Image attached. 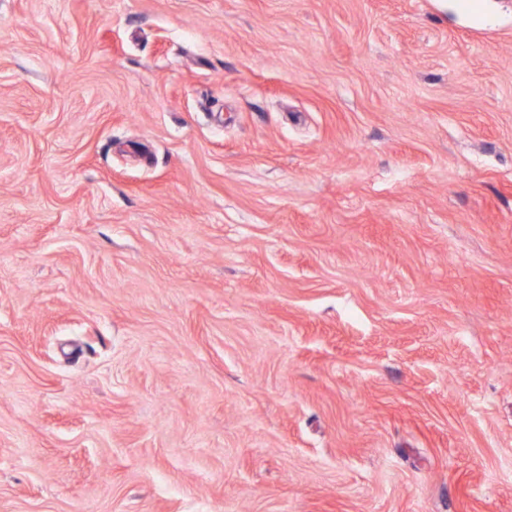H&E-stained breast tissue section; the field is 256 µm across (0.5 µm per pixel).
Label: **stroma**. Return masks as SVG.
Returning <instances> with one entry per match:
<instances>
[{"label":"stroma","instance_id":"stroma-1","mask_svg":"<svg viewBox=\"0 0 512 512\" xmlns=\"http://www.w3.org/2000/svg\"><path fill=\"white\" fill-rule=\"evenodd\" d=\"M0 512H512V0H0Z\"/></svg>","mask_w":512,"mask_h":512}]
</instances>
